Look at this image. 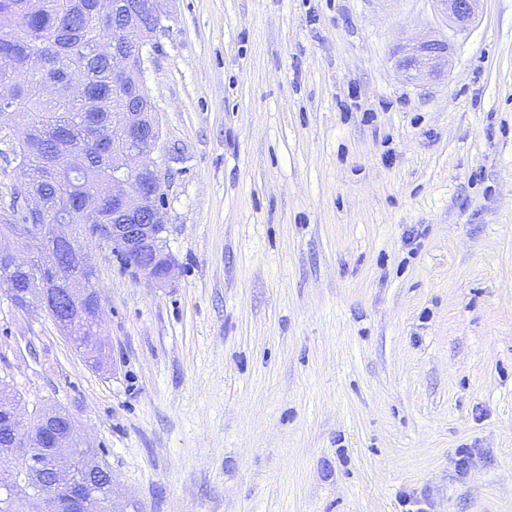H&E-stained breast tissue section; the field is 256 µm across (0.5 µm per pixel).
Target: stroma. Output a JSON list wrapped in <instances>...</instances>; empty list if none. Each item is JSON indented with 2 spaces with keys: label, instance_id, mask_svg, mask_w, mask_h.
Wrapping results in <instances>:
<instances>
[{
  "label": "stroma",
  "instance_id": "35a3bbf8",
  "mask_svg": "<svg viewBox=\"0 0 512 512\" xmlns=\"http://www.w3.org/2000/svg\"><path fill=\"white\" fill-rule=\"evenodd\" d=\"M162 285L90 245L103 363L0 289V380L127 512H512V0H166ZM447 37L448 71L395 48ZM439 9L459 27L471 25L477 15L480 0H434Z\"/></svg>",
  "mask_w": 512,
  "mask_h": 512
}]
</instances>
